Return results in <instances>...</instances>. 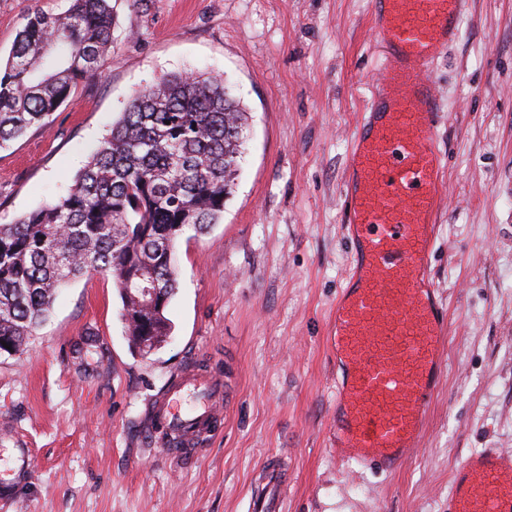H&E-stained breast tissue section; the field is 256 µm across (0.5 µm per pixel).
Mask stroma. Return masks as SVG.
Here are the masks:
<instances>
[{
	"instance_id": "obj_1",
	"label": "stroma",
	"mask_w": 512,
	"mask_h": 512,
	"mask_svg": "<svg viewBox=\"0 0 512 512\" xmlns=\"http://www.w3.org/2000/svg\"><path fill=\"white\" fill-rule=\"evenodd\" d=\"M116 47L50 126L0 148V222L64 193L132 95L161 75H223L249 112L224 218L177 243L171 338L129 345L111 277L57 295L21 354L0 357V512H249L270 456L285 512H448L454 470L512 450V0H469L435 61L444 158L431 272L448 308L444 376L419 451L370 474L328 446L326 336L353 257L349 153L382 67L370 0H114ZM0 0V57L37 11ZM228 385L206 446L175 458L147 410L184 363ZM30 451L16 481L13 451Z\"/></svg>"
}]
</instances>
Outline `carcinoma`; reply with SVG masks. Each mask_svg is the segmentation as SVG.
<instances>
[{
	"mask_svg": "<svg viewBox=\"0 0 512 512\" xmlns=\"http://www.w3.org/2000/svg\"><path fill=\"white\" fill-rule=\"evenodd\" d=\"M111 2L70 0L27 19L0 61V147L49 127L98 75L114 49ZM247 121L221 76L166 74L138 91L65 194L0 224V356L22 351L58 290L93 273L118 289L134 350L166 343L177 241L224 219ZM154 281L156 302L142 288Z\"/></svg>",
	"mask_w": 512,
	"mask_h": 512,
	"instance_id": "obj_1",
	"label": "carcinoma"
}]
</instances>
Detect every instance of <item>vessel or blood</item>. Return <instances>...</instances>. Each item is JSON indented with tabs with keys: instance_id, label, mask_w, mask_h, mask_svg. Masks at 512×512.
<instances>
[{
	"instance_id": "b4317fda",
	"label": "vessel or blood",
	"mask_w": 512,
	"mask_h": 512,
	"mask_svg": "<svg viewBox=\"0 0 512 512\" xmlns=\"http://www.w3.org/2000/svg\"><path fill=\"white\" fill-rule=\"evenodd\" d=\"M382 72L354 141L345 186L355 262L336 300L328 344L336 359L329 429L337 457L392 472L419 449L441 384L447 308L431 275L432 215L443 158L433 143L442 111L431 66L459 34L466 0H373ZM222 379L183 365L151 405L159 444L181 456L200 447L224 416ZM186 395L188 414L177 409ZM284 468L269 458L251 512H281ZM448 512H512V453L470 456L454 475Z\"/></svg>"
}]
</instances>
